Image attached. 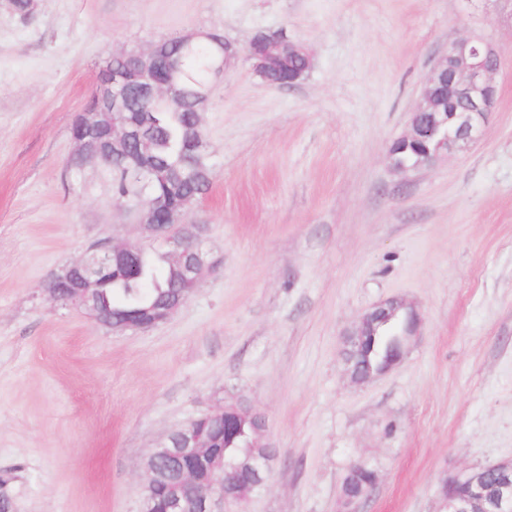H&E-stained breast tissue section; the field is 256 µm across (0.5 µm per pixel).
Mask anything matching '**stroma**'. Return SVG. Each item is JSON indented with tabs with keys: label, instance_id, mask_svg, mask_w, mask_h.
I'll return each mask as SVG.
<instances>
[{
	"label": "stroma",
	"instance_id": "obj_1",
	"mask_svg": "<svg viewBox=\"0 0 512 512\" xmlns=\"http://www.w3.org/2000/svg\"><path fill=\"white\" fill-rule=\"evenodd\" d=\"M0 0V476L15 512H141L142 464L174 430L239 402L266 420L273 471L215 512H437L448 472L512 459V0ZM217 29L281 32L313 65L273 87L246 56L215 80V163L193 217L217 260L166 323L114 332L48 299L96 244L148 253L109 174L73 170L71 127L112 54ZM478 35L502 53L481 139L393 172L436 54ZM421 327L356 383L344 335L391 298ZM365 466L364 461H359L351 466V469L356 467ZM376 482V473L375 470L371 468L368 464L362 469L355 471L349 478L345 487L342 485V498L344 494L346 497H350L352 499H358L362 494L364 488L368 483L375 484Z\"/></svg>",
	"mask_w": 512,
	"mask_h": 512
}]
</instances>
